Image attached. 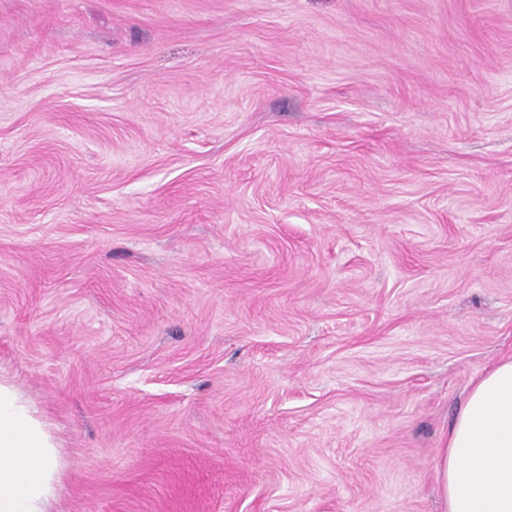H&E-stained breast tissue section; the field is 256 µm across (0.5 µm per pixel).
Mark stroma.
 <instances>
[{
	"label": "stroma",
	"mask_w": 512,
	"mask_h": 512,
	"mask_svg": "<svg viewBox=\"0 0 512 512\" xmlns=\"http://www.w3.org/2000/svg\"><path fill=\"white\" fill-rule=\"evenodd\" d=\"M512 355V0H0V370L49 512H447Z\"/></svg>",
	"instance_id": "35a3bbf8"
}]
</instances>
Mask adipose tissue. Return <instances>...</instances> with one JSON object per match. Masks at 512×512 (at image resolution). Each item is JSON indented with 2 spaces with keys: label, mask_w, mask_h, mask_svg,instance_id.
Listing matches in <instances>:
<instances>
[{
  "label": "adipose tissue",
  "mask_w": 512,
  "mask_h": 512,
  "mask_svg": "<svg viewBox=\"0 0 512 512\" xmlns=\"http://www.w3.org/2000/svg\"><path fill=\"white\" fill-rule=\"evenodd\" d=\"M57 457L45 421L0 375V512H47ZM436 473L448 512H512V355L470 386Z\"/></svg>",
  "instance_id": "ef3b65f1"
}]
</instances>
